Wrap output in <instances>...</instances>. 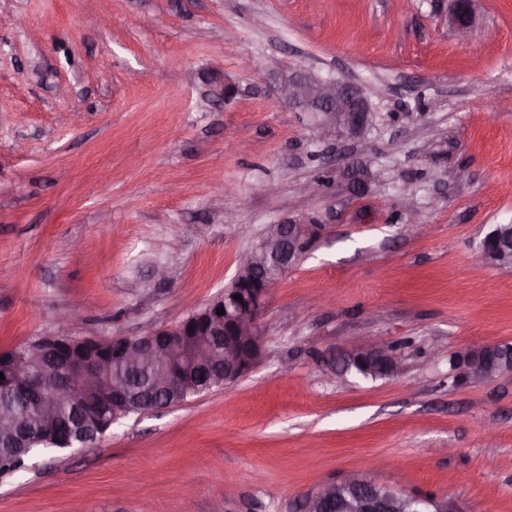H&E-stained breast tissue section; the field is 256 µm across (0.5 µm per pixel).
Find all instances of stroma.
Here are the masks:
<instances>
[{
    "label": "stroma",
    "mask_w": 512,
    "mask_h": 512,
    "mask_svg": "<svg viewBox=\"0 0 512 512\" xmlns=\"http://www.w3.org/2000/svg\"><path fill=\"white\" fill-rule=\"evenodd\" d=\"M452 7L0 0V351L175 326L266 225L326 227L271 289L250 374L35 455L0 512H298L345 478L512 512V375L448 376L512 344V268L474 260L512 222V0H473L464 40ZM288 77L357 87L371 129L321 140L278 100ZM362 336L399 344L401 372L338 377ZM502 348L498 350L499 367L494 375H490L480 360V352L494 345H485L480 350L475 348L458 352L450 359L451 372L455 384H480L503 374L512 373V348L507 344H496Z\"/></svg>",
    "instance_id": "35a3bbf8"
}]
</instances>
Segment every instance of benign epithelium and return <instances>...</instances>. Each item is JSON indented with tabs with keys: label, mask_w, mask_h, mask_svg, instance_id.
<instances>
[{
	"label": "benign epithelium",
	"mask_w": 512,
	"mask_h": 512,
	"mask_svg": "<svg viewBox=\"0 0 512 512\" xmlns=\"http://www.w3.org/2000/svg\"><path fill=\"white\" fill-rule=\"evenodd\" d=\"M449 24L459 36L468 33L472 0H452ZM281 100L305 103L320 115L318 128L324 140L338 134L359 137L372 122V112L358 89L336 81L285 79L278 88ZM323 224L281 221L267 225L253 246L247 263L240 267L230 287L199 311L168 328L148 327L137 336H119L109 340L93 337L76 338L67 334H48L39 350H56L65 344L68 354L58 362L38 369L21 357L9 370L0 364L4 380L27 401L34 394L45 396L57 407L93 415L100 411V398L112 403V414L122 415L131 403V387L107 379V362L91 347L112 346V366L152 363L164 360L167 370L157 384L170 390L197 385L205 371L224 372V384L248 375L265 356V339L258 321L271 288L295 266L322 235ZM477 260L506 267L512 264V223L495 224L477 246ZM240 295L242 300L235 299ZM224 313H218V308ZM374 361L385 377L397 375L403 364L402 353L392 344L371 339H358L351 350L338 358L335 369L339 376L347 374L349 365L357 361ZM453 382L480 384L492 379L473 348L458 352L450 359ZM376 482L361 479L332 481L316 492L318 504L336 501L343 512H462L455 500L406 493L391 489L382 495L372 487Z\"/></svg>",
	"instance_id": "1"
}]
</instances>
